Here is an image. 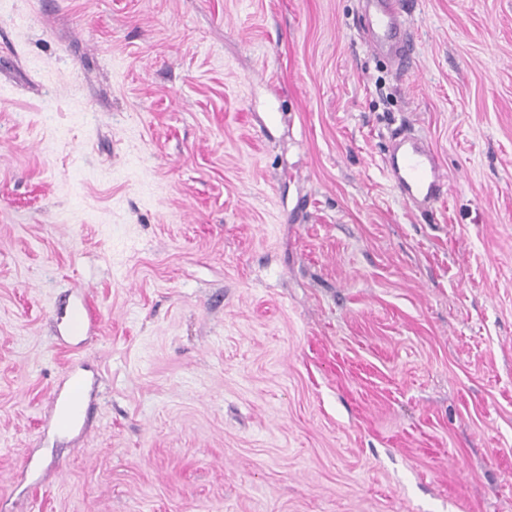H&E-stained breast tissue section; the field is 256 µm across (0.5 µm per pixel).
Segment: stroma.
<instances>
[{"mask_svg":"<svg viewBox=\"0 0 512 512\" xmlns=\"http://www.w3.org/2000/svg\"><path fill=\"white\" fill-rule=\"evenodd\" d=\"M412 2L0 0V512H512V0ZM406 0H362L365 45L396 68H410L414 50ZM386 160L388 177L401 201L429 210L447 193L448 182L437 155L426 138L414 133H393ZM86 379L73 364L67 377L65 389L55 395L53 424L58 430L72 431L78 427L80 417H86L91 405L86 403Z\"/></svg>","mask_w":512,"mask_h":512,"instance_id":"stroma-1","label":"stroma"}]
</instances>
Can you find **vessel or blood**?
Returning a JSON list of instances; mask_svg holds the SVG:
<instances>
[{
	"label": "vessel or blood",
	"mask_w": 512,
	"mask_h": 512,
	"mask_svg": "<svg viewBox=\"0 0 512 512\" xmlns=\"http://www.w3.org/2000/svg\"><path fill=\"white\" fill-rule=\"evenodd\" d=\"M364 40L375 54L386 57L397 70L410 67L414 50L405 0H362ZM386 160L388 177L401 201L412 208L429 210L447 193L448 182L437 155L426 138L412 133H393ZM87 383L78 369H71L66 386L55 396L53 424L62 431L76 429L87 416Z\"/></svg>",
	"instance_id": "obj_1"
}]
</instances>
